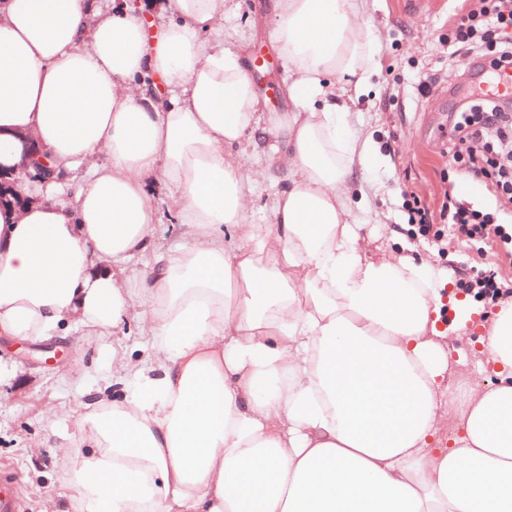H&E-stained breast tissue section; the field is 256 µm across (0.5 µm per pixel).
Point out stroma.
Here are the masks:
<instances>
[{
    "instance_id": "obj_1",
    "label": "stroma",
    "mask_w": 512,
    "mask_h": 512,
    "mask_svg": "<svg viewBox=\"0 0 512 512\" xmlns=\"http://www.w3.org/2000/svg\"><path fill=\"white\" fill-rule=\"evenodd\" d=\"M235 15L225 21L224 44L235 48L250 35L251 56H264L261 67L251 68L264 111L292 109L285 88V67L268 37L273 25L272 0H237ZM460 0H448L438 11L403 10L396 0H367L365 22L378 33L374 66L366 75L352 109L355 129L370 139L374 153L367 169L352 185V215L370 255L408 246L416 259L429 262L438 282L455 289L459 276L470 267H491L512 280V259L498 255L495 245H449L446 252L411 242L403 232L407 222L403 194L413 191L432 211H439L445 192L462 182L449 172L448 140L456 114L479 79L475 62L448 59L442 40L448 24L460 11ZM428 88H420V77ZM153 203L159 217L154 243L162 248L189 244L176 222L168 193L156 185ZM60 356L46 363L38 342L0 340V360L12 374L0 385V465L9 466L21 512H42L45 503L63 501L69 494L60 480L61 457L46 426L58 414L61 426L77 434L76 405L88 391L112 376V351L125 349L128 357L149 353L150 347L136 324L126 335L89 336L78 331L50 340Z\"/></svg>"
}]
</instances>
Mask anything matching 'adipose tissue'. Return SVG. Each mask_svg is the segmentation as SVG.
<instances>
[{"mask_svg":"<svg viewBox=\"0 0 512 512\" xmlns=\"http://www.w3.org/2000/svg\"><path fill=\"white\" fill-rule=\"evenodd\" d=\"M227 2L164 0L158 25L131 0H0V336L133 317L158 348L82 403L84 450L61 435L57 512H512V297L478 338L492 382L449 387L476 307L429 263L367 258L352 220L366 0H274L277 116L224 46ZM269 139L271 228L248 219ZM153 180L191 246L153 249Z\"/></svg>","mask_w":512,"mask_h":512,"instance_id":"obj_1","label":"adipose tissue"}]
</instances>
